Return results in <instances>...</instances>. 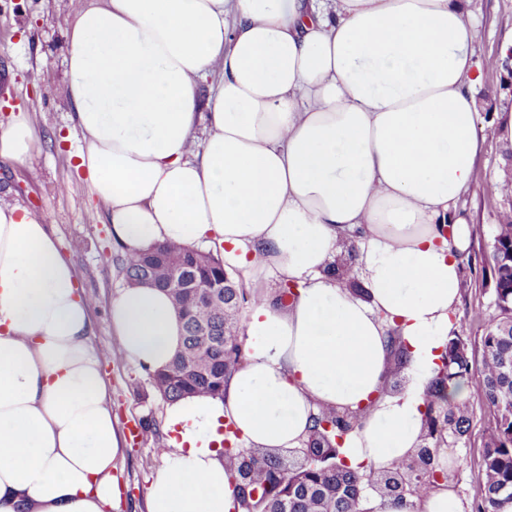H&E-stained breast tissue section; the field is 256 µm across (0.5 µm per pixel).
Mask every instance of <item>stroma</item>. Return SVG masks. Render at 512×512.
I'll return each instance as SVG.
<instances>
[{
	"label": "stroma",
	"mask_w": 512,
	"mask_h": 512,
	"mask_svg": "<svg viewBox=\"0 0 512 512\" xmlns=\"http://www.w3.org/2000/svg\"><path fill=\"white\" fill-rule=\"evenodd\" d=\"M91 0H0V123L13 112L28 116L35 148L22 162L0 159V198L49 216L65 256L73 263L92 308L91 344L99 353L112 397V417L125 437V458L120 476L121 498L113 512H148L147 490L163 467L160 453L171 433L166 428L168 402L152 387L147 371L125 360L112 333L110 306L124 285L115 257L121 250L112 237L105 203L92 195L78 154L85 147L69 104L59 89L65 79V34L74 11ZM470 10L478 36L475 56L486 60L512 46V0H471ZM479 106L477 131L484 139L472 182L459 202L471 236L464 273L473 288L462 294L456 310V335L480 349L484 322L492 312V291L482 285L494 234L501 195L491 186L503 175L507 139L503 121H512V77L490 68L475 90ZM471 440L453 448L457 459L454 492L476 512L482 483V432L485 408L473 402ZM152 425L154 434L136 438L131 430Z\"/></svg>",
	"instance_id": "35a3bbf8"
}]
</instances>
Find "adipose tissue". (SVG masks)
Returning a JSON list of instances; mask_svg holds the SVG:
<instances>
[{
  "instance_id": "adipose-tissue-1",
  "label": "adipose tissue",
  "mask_w": 512,
  "mask_h": 512,
  "mask_svg": "<svg viewBox=\"0 0 512 512\" xmlns=\"http://www.w3.org/2000/svg\"><path fill=\"white\" fill-rule=\"evenodd\" d=\"M470 0H103L66 33L60 88L79 166L127 250L217 246L255 303L220 397L168 406L148 512H237L218 450L303 447L324 408L365 410L349 462L383 469L419 443L424 394L455 329L480 150ZM223 79L201 101L199 79ZM206 123L207 137L195 130ZM25 115L0 159L33 150ZM355 240L360 291L338 278ZM298 292L279 304L270 278ZM92 307L47 217L0 199V512H113L123 437L90 344ZM110 319L152 372L181 349L168 294L122 288ZM409 354L384 391L390 330Z\"/></svg>"
}]
</instances>
